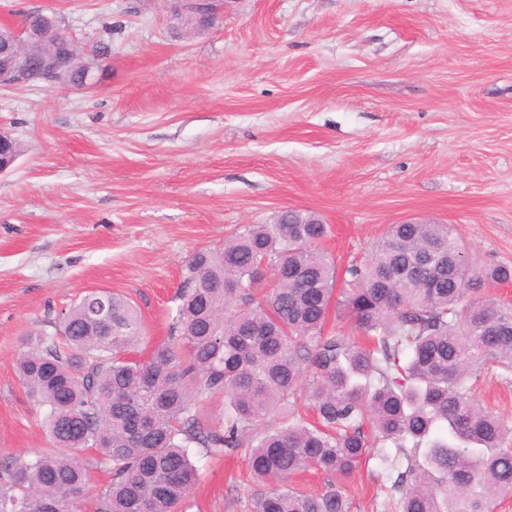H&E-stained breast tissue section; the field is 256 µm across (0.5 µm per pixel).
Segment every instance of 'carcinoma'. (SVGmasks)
<instances>
[{"instance_id":"cac0c4a2","label":"carcinoma","mask_w":512,"mask_h":512,"mask_svg":"<svg viewBox=\"0 0 512 512\" xmlns=\"http://www.w3.org/2000/svg\"><path fill=\"white\" fill-rule=\"evenodd\" d=\"M44 55L61 84L83 87L67 40L31 46L32 61ZM326 234L289 210L195 253L177 295L178 335L145 362L126 357L140 335L136 308L112 292L83 295L17 358L53 448L0 463V512H71L89 472L69 448L94 450L112 474L94 512H178L198 480L193 445L251 449L256 478L278 483L251 512H350L339 486L308 495L288 478L309 467L348 476L372 437L395 448L379 453L395 512H491L512 490V429L471 392L484 369L512 374V308L479 291L512 281V268L475 265L447 224H395L368 263L348 269L337 300L336 265L319 247ZM264 264L275 279L256 301ZM333 304L367 343L325 331ZM306 370L315 422L253 435L270 413H288ZM197 393L229 399L222 425L200 420Z\"/></svg>"}]
</instances>
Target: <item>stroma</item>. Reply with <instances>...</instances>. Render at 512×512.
<instances>
[{
    "instance_id": "1",
    "label": "stroma",
    "mask_w": 512,
    "mask_h": 512,
    "mask_svg": "<svg viewBox=\"0 0 512 512\" xmlns=\"http://www.w3.org/2000/svg\"><path fill=\"white\" fill-rule=\"evenodd\" d=\"M56 14L95 85L0 87V461L49 448L18 356L87 291L137 306V355L172 332L185 268L292 209L328 224L338 272L390 225H450L482 265H512V0H238L185 30L169 0H0V25ZM473 397L512 420V378ZM179 512H249V451H190ZM381 512L368 456L339 482Z\"/></svg>"
}]
</instances>
